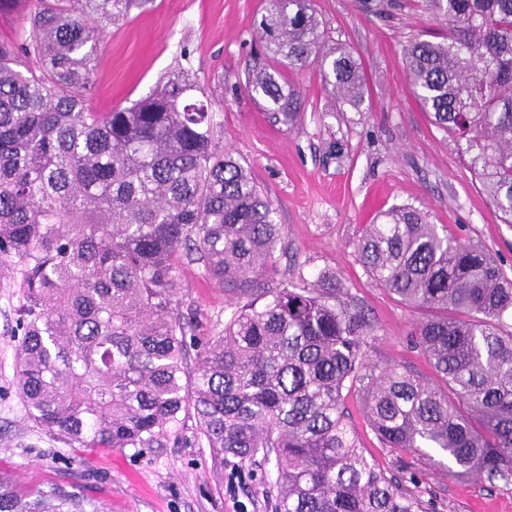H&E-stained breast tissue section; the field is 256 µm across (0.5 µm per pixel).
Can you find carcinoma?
I'll return each mask as SVG.
<instances>
[{"label": "carcinoma", "mask_w": 512, "mask_h": 512, "mask_svg": "<svg viewBox=\"0 0 512 512\" xmlns=\"http://www.w3.org/2000/svg\"><path fill=\"white\" fill-rule=\"evenodd\" d=\"M28 2L16 38L0 40V278L21 267L16 381L32 420L76 448L121 450L161 446L192 421L221 460H275L276 512H426L360 447L345 407L357 390L384 447L512 483V279L490 253L408 205L365 225L359 261L421 313L435 378L370 362L374 325L331 274L259 280L282 227L216 142L195 74L179 63L128 107L89 105L102 36L136 0ZM429 6L448 33L404 46L409 85L512 224V0ZM258 33L272 63L246 90L276 122L300 119L277 62L320 59L335 99L359 107L360 63L327 41L312 0H266ZM186 259L247 298L202 338L175 312ZM0 512L101 509L0 475Z\"/></svg>", "instance_id": "carcinoma-1"}]
</instances>
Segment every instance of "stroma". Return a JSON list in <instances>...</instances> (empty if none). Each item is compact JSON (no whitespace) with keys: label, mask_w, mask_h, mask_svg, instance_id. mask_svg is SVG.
I'll return each mask as SVG.
<instances>
[{"label":"stroma","mask_w":512,"mask_h":512,"mask_svg":"<svg viewBox=\"0 0 512 512\" xmlns=\"http://www.w3.org/2000/svg\"><path fill=\"white\" fill-rule=\"evenodd\" d=\"M314 7L327 39L361 65L359 108L334 103L315 60L288 75L300 90V121L270 122L244 90L265 0H139L105 32L89 102L98 112L129 106L188 47L212 100L220 146L248 167L283 226L277 270L264 280L311 282L331 273L375 326L368 359L428 375L426 355L410 341L418 313L376 285L358 261L364 225L392 206H412L449 234L482 245L512 276V224L488 201L458 143L430 123L407 81L404 44L445 30V19L423 0H314ZM181 280L179 313L193 316L196 335H210L235 298L209 287L198 265H183ZM20 281L0 279V473L25 489L82 490L103 512H275L265 486L269 464L217 460L192 430L179 443L119 450L74 448L38 426L16 390ZM346 405L369 459L412 480L436 512H512V485L451 477L409 451L381 447L361 393L352 392Z\"/></svg>","instance_id":"1"}]
</instances>
